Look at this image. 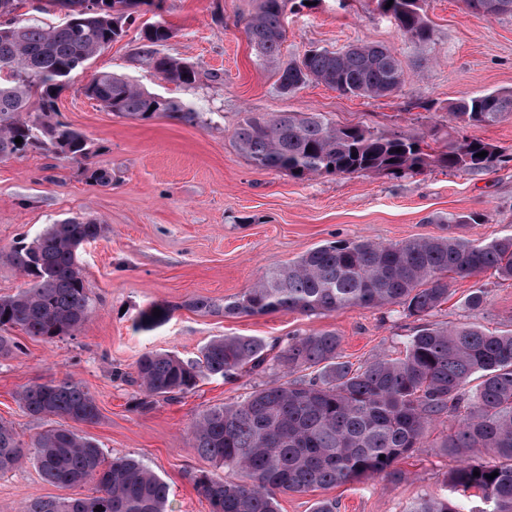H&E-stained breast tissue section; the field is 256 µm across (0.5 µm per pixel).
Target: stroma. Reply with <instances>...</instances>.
<instances>
[{"instance_id": "35a3bbf8", "label": "stroma", "mask_w": 512, "mask_h": 512, "mask_svg": "<svg viewBox=\"0 0 512 512\" xmlns=\"http://www.w3.org/2000/svg\"><path fill=\"white\" fill-rule=\"evenodd\" d=\"M256 0H164L162 16L175 35L165 53L193 66L189 87L167 81L138 54L135 32L102 50L58 100L60 121L90 143L81 161L29 151L0 159V296L17 293L24 279L9 260L19 241H32L49 224L91 218L105 227L80 253L91 288L88 318L75 335L53 342L8 334L19 348L0 358V421L24 443L48 426L26 414L17 394L33 383L72 377L93 394L99 416L83 434L105 457L143 460L169 486L168 512H211L193 475L208 464L192 447L190 428L206 409L232 402L262 384V377H219L143 410L131 378L149 351L193 359L217 336L282 340L319 330L342 338L347 361L399 356L414 323L392 307L347 308L325 315L278 311L224 317L191 308L193 299L215 303L242 293L267 271L305 251L337 240L396 243L454 233L491 240L512 232V156L482 173L435 166L401 177L385 173L322 175L298 180L254 167L237 149L234 131L249 114L319 112L339 126L422 133L444 141L454 122L446 107L468 95L512 91V18L474 16L462 0H426L434 40L419 46L404 37L375 0H316L286 18L285 56L309 47L341 50L362 42L389 46L408 78L396 95L346 97L321 84L281 93L272 67L262 64L245 35ZM122 74L145 90L179 100L200 114L196 123L177 113L148 120L122 118L83 93L97 73ZM112 175L93 183L92 170ZM482 215L479 224H450L458 214ZM485 289L484 308L463 300ZM162 305L166 322L150 331L135 326L140 311ZM455 326L474 323L491 332L512 329V281L491 273L459 278L433 317ZM449 432L431 425L419 448L398 461L405 478L385 475L329 490L281 492L279 512H312L329 497L338 512H407L418 498L447 494L453 461L440 449ZM92 485L60 488L23 462L0 474V512H20L41 497L80 498Z\"/></svg>"}]
</instances>
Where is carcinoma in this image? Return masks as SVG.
<instances>
[{
	"mask_svg": "<svg viewBox=\"0 0 512 512\" xmlns=\"http://www.w3.org/2000/svg\"><path fill=\"white\" fill-rule=\"evenodd\" d=\"M47 2L67 9L65 23L0 24V159L32 149H51L76 161L88 157L85 137L57 119V101L77 72L127 35L139 8L152 5L151 0H93L94 5L78 9L80 0ZM376 2L411 42L425 46L433 41L425 0ZM462 2L479 16H512V0ZM297 6L305 7L304 0H257L245 27L257 57L275 67L281 93L310 83L352 97L401 91L406 81L402 62L381 44L314 48L283 61L284 19ZM173 35L164 20L144 23L139 53L168 80L191 86L194 69L161 53ZM85 95L120 117L177 112L188 122L199 120L193 108L112 72L96 75ZM447 111L459 130L496 124L512 118V91L465 96L448 103ZM17 138L22 143H15ZM234 138L254 167L300 180L368 172L398 177L430 165L479 173L503 157L500 147L466 135L450 134L430 152L423 135L338 127L319 112L248 115ZM482 151L487 155L478 156ZM103 230L92 219L67 218L14 247L10 258L25 277V288L0 296V329L19 326L45 342L74 335L90 309L79 250ZM487 271L512 280V233L490 242L450 234L395 244L316 246L266 272L222 306L207 298L191 306L234 317L395 305L417 322L403 356H377L356 367L343 360L342 340L333 330L274 343L257 336H217L191 360L165 352L143 354L132 378L143 393L138 405L149 409L173 400L211 376L272 374L241 399L205 410L192 427V447L221 471H202L194 478L216 512H278L279 492L327 490L379 474L399 481L404 473L396 462L412 453L441 417L451 422L441 448L457 461L448 471V486L454 493L475 492L478 505L465 509L446 497H423L408 512H512V330L492 334L473 323L448 328L430 321L448 300L451 280ZM159 310L158 316L152 306L142 311L137 328L149 331L164 322L169 309ZM19 401L31 416L69 424L45 430L26 446L0 422V474L31 459L51 485L95 484L86 497L39 498L22 512H166L168 486L149 466L128 456L105 461L101 448L79 429L99 415L83 384L71 378L35 383L20 392ZM476 448L486 449L489 457L472 456ZM495 471L498 476L487 478Z\"/></svg>",
	"mask_w": 512,
	"mask_h": 512,
	"instance_id": "1",
	"label": "carcinoma"
}]
</instances>
